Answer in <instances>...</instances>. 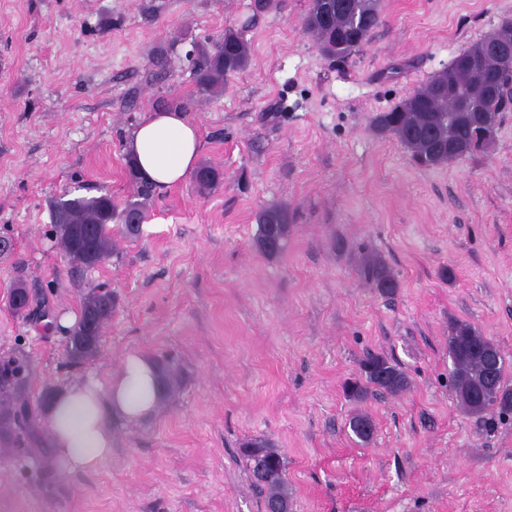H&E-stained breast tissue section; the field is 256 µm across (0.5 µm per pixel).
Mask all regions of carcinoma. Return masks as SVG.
<instances>
[{
    "mask_svg": "<svg viewBox=\"0 0 512 512\" xmlns=\"http://www.w3.org/2000/svg\"><path fill=\"white\" fill-rule=\"evenodd\" d=\"M380 22V0H311L304 28L324 56L344 60L368 41ZM509 37L512 21L504 20L424 86L378 113L374 117L376 132L400 143L413 163L423 169L489 151L496 142L501 113L512 106V78L505 77L488 90L473 78L470 63L480 60L493 69H505L504 63L489 55L488 48ZM250 63L251 47L244 28L227 27L219 37L197 47L193 76L200 91L219 97L224 93L226 77L247 69ZM129 170L137 186V199L121 210L107 193L73 198L65 193L53 201L51 220L57 245L72 266L88 269L112 255V224L126 223L131 213L145 222L153 186L138 180L134 167ZM218 179V170L210 165L201 166L194 174L202 189ZM291 222L288 207L275 204L264 208L257 214L256 247L267 256L281 254L288 243ZM360 274L369 287L382 294L391 295L399 288L392 271L379 257L366 258ZM113 308L112 292L108 290L93 288L86 295L81 318L67 343L72 363L97 354L102 329L112 317ZM491 355L497 364L492 379L487 367ZM448 357L455 396L464 412L477 416L492 410L512 413V386L504 380V359L491 339L469 323L452 321L448 324ZM407 385L408 378L394 359L369 354L361 362V379L351 383L347 392L351 399L362 400L373 388L396 395ZM20 388V367L10 360L0 362V442L6 446L19 443L12 424L26 416V411L15 408ZM349 428L364 443L374 433L372 420L362 414L351 416ZM241 448L264 506L291 501L285 461L274 443L255 437L245 440Z\"/></svg>",
    "mask_w": 512,
    "mask_h": 512,
    "instance_id": "obj_1",
    "label": "carcinoma"
}]
</instances>
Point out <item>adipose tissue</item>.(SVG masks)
Segmentation results:
<instances>
[{
  "label": "adipose tissue",
  "mask_w": 512,
  "mask_h": 512,
  "mask_svg": "<svg viewBox=\"0 0 512 512\" xmlns=\"http://www.w3.org/2000/svg\"><path fill=\"white\" fill-rule=\"evenodd\" d=\"M125 152L140 177L156 187L180 183L197 165V126L180 111H148L130 132ZM158 369L137 353L125 357L108 381L90 377L55 392L44 411L50 455L66 473L98 471L112 456V419H150L159 404Z\"/></svg>",
  "instance_id": "adipose-tissue-1"
}]
</instances>
